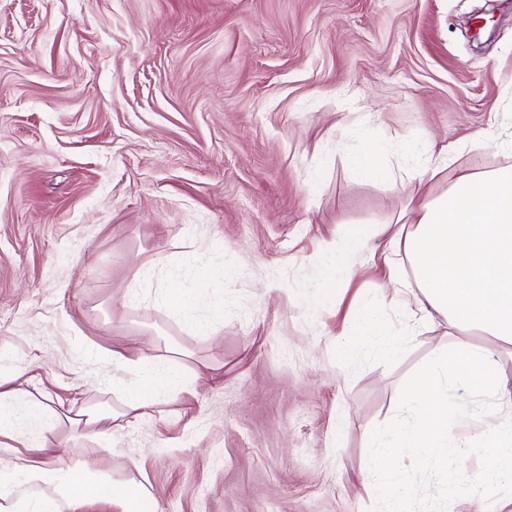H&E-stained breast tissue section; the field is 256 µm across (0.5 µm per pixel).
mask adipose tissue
Listing matches in <instances>:
<instances>
[{"label":"adipose tissue","instance_id":"adipose-tissue-1","mask_svg":"<svg viewBox=\"0 0 512 512\" xmlns=\"http://www.w3.org/2000/svg\"><path fill=\"white\" fill-rule=\"evenodd\" d=\"M365 239L354 230L342 243L322 251L323 298L335 294L336 269L350 262ZM385 263L390 278L409 275L416 286L413 318L423 323L443 318L449 326L488 336L486 344H458L437 350L427 369L401 391L400 401L409 419L383 431L380 448H401L417 463L431 465L440 477V497L454 496L475 480L512 484V379L500 366L499 349L512 345V166L467 172L443 193L428 198L414 210L407 231L388 242ZM224 282L199 265L188 281L168 276L157 290L158 304L191 326L197 335L211 333L213 320L199 315L197 306L208 292ZM404 335L391 329L374 310L354 322L350 346H376L386 358L402 349ZM114 374L112 386L121 396L119 410L88 413L93 425L104 419L128 424L149 417L162 401L195 394V381L182 369L172 347L105 351ZM15 368L0 367V437L25 448L48 450L60 422L58 411L31 392L15 387ZM464 386L474 400L481 432L469 441L457 434L460 414L454 397ZM484 456L488 465L473 474L470 456ZM135 461L119 471L90 468L72 452L61 449L53 463L15 458L8 471L0 470V512H61L76 492L91 498L107 497L119 512H142L154 501L137 478ZM46 487L50 497L16 500L10 486Z\"/></svg>","mask_w":512,"mask_h":512}]
</instances>
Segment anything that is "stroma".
Segmentation results:
<instances>
[{
	"mask_svg": "<svg viewBox=\"0 0 512 512\" xmlns=\"http://www.w3.org/2000/svg\"><path fill=\"white\" fill-rule=\"evenodd\" d=\"M488 24L471 39L473 19ZM487 146L470 152L471 139ZM512 0H0V359L65 406L118 405L94 350L188 351L197 397L110 431L61 420L91 467L139 461L162 512H377L373 436L400 388L465 340L444 321L397 358L345 356L357 312L402 327L383 251L461 170L512 165ZM415 144L450 163L419 182ZM377 150L391 175L357 177ZM369 238L318 308L319 250ZM229 282L199 336L157 305L152 262ZM512 512L473 481L445 512Z\"/></svg>",
	"mask_w": 512,
	"mask_h": 512,
	"instance_id": "35a3bbf8",
	"label": "stroma"
}]
</instances>
